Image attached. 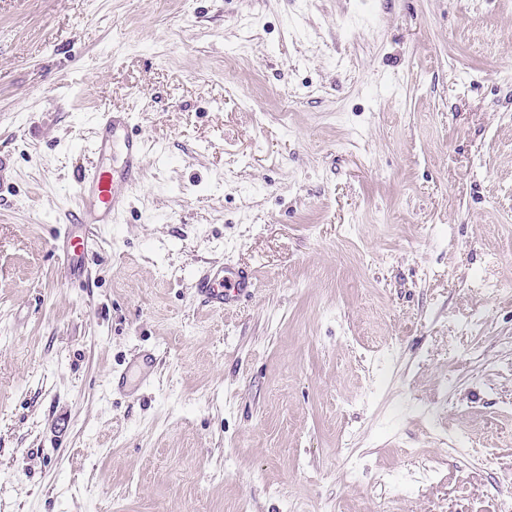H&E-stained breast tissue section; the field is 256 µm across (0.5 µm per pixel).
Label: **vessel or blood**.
I'll return each instance as SVG.
<instances>
[{
    "mask_svg": "<svg viewBox=\"0 0 512 512\" xmlns=\"http://www.w3.org/2000/svg\"><path fill=\"white\" fill-rule=\"evenodd\" d=\"M92 152L97 156L113 153L117 162L109 170L92 165L82 170L75 181L78 206L70 213L69 221L88 230L98 224L120 223L128 194L140 182L144 143L134 133L128 115L105 112L96 124ZM255 285L252 274H229L220 269L197 280L193 288L206 303L221 309L231 301L251 295Z\"/></svg>",
    "mask_w": 512,
    "mask_h": 512,
    "instance_id": "obj_1",
    "label": "vessel or blood"
}]
</instances>
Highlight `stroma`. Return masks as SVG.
Wrapping results in <instances>:
<instances>
[{"label":"stroma","mask_w":512,"mask_h":512,"mask_svg":"<svg viewBox=\"0 0 512 512\" xmlns=\"http://www.w3.org/2000/svg\"><path fill=\"white\" fill-rule=\"evenodd\" d=\"M0 157V512L512 504V0H0ZM112 151L117 157L112 172L99 164L83 169L75 181L78 207L69 213V224H83L86 230L82 242L72 243V251L63 256V270L68 274L84 268L85 251L97 224H118L126 211L130 190L139 184L143 170L144 142L133 132L128 115L104 112L96 124L92 152L98 157ZM224 268L216 270L192 284L195 293L219 310L241 296H250L255 290L256 278L249 273L232 272L231 276Z\"/></svg>","instance_id":"35a3bbf8"}]
</instances>
